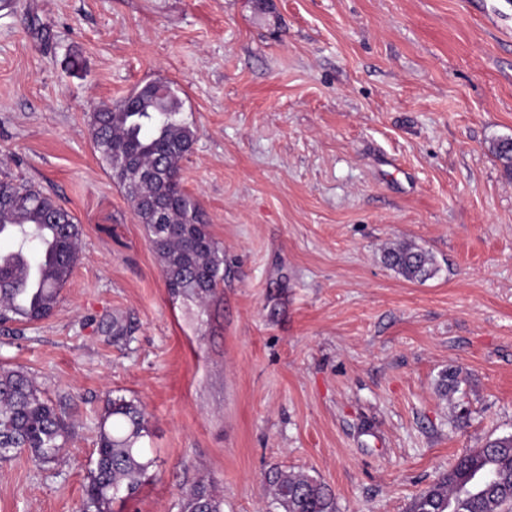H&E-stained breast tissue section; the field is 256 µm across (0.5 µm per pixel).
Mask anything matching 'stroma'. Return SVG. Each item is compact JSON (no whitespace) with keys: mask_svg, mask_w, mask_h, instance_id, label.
<instances>
[{"mask_svg":"<svg viewBox=\"0 0 512 512\" xmlns=\"http://www.w3.org/2000/svg\"><path fill=\"white\" fill-rule=\"evenodd\" d=\"M172 84L196 129L182 186L224 249L207 306L163 266L88 128ZM512 41L465 0H13L0 9V179L82 227L53 314L0 323L69 425L64 453L0 461V512H78L104 404L145 406L154 460L119 512H179L199 479L267 512L274 467L337 512H406L512 434ZM429 251L412 282L386 247ZM122 337H114L113 326ZM455 392L437 390L442 372Z\"/></svg>","mask_w":512,"mask_h":512,"instance_id":"stroma-1","label":"stroma"}]
</instances>
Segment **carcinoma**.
I'll use <instances>...</instances> for the list:
<instances>
[{"instance_id": "cac0c4a2", "label": "carcinoma", "mask_w": 512, "mask_h": 512, "mask_svg": "<svg viewBox=\"0 0 512 512\" xmlns=\"http://www.w3.org/2000/svg\"><path fill=\"white\" fill-rule=\"evenodd\" d=\"M89 125L95 151L125 190L139 223L163 265L175 297L208 304L224 283V249L204 224L198 202L181 185L180 162L196 129L181 118V102L169 84L141 87L125 98L94 107ZM492 151L512 175V140ZM82 229L75 216L31 184L0 180V319L34 323L49 317L75 267ZM384 262L409 281L436 271L433 257L415 245L388 250ZM150 435L145 408L107 401L96 459L80 512H112L115 491L135 496L153 466L141 446ZM68 426L52 401L21 369L0 368V459L17 451L37 465L57 459ZM276 512H336L331 491L307 475L274 467L266 474ZM179 512H224L213 485L197 481L183 493ZM408 512H512V434L488 440L460 457L419 492Z\"/></svg>"}]
</instances>
